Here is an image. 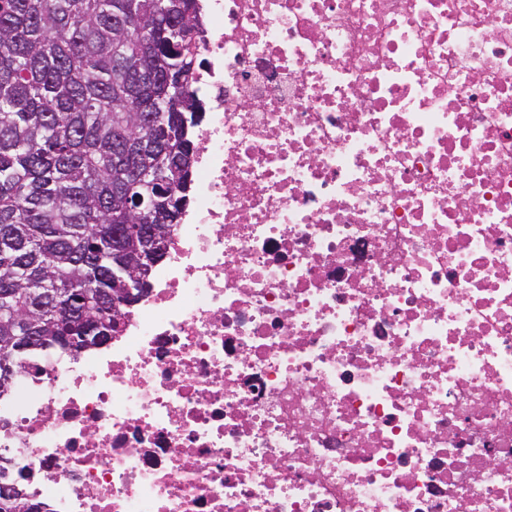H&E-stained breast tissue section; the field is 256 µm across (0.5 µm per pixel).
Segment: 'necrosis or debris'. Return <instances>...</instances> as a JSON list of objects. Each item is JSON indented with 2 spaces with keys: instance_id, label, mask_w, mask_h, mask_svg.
Returning <instances> with one entry per match:
<instances>
[{
  "instance_id": "obj_1",
  "label": "necrosis or debris",
  "mask_w": 512,
  "mask_h": 512,
  "mask_svg": "<svg viewBox=\"0 0 512 512\" xmlns=\"http://www.w3.org/2000/svg\"><path fill=\"white\" fill-rule=\"evenodd\" d=\"M195 194L118 335L36 354L51 512H512V0H199Z\"/></svg>"
}]
</instances>
